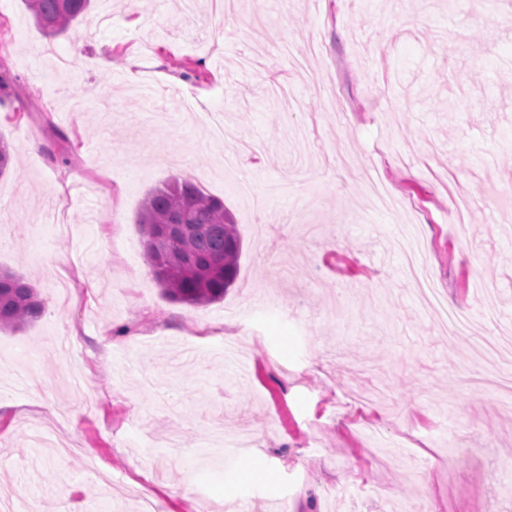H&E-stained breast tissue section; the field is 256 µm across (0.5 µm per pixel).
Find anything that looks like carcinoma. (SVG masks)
I'll list each match as a JSON object with an SVG mask.
<instances>
[{
  "mask_svg": "<svg viewBox=\"0 0 512 512\" xmlns=\"http://www.w3.org/2000/svg\"><path fill=\"white\" fill-rule=\"evenodd\" d=\"M92 0H26L36 23L50 36L66 33L91 9ZM137 223L148 230L146 257L155 280L171 300L202 306L224 298L239 273L242 241L224 201L188 180L151 190ZM188 228L170 237L167 224ZM44 302L23 277L0 271V330L17 331L36 322Z\"/></svg>",
  "mask_w": 512,
  "mask_h": 512,
  "instance_id": "1",
  "label": "carcinoma"
}]
</instances>
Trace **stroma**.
I'll return each instance as SVG.
<instances>
[{"label":"stroma","instance_id":"obj_1","mask_svg":"<svg viewBox=\"0 0 512 512\" xmlns=\"http://www.w3.org/2000/svg\"><path fill=\"white\" fill-rule=\"evenodd\" d=\"M0 140V268L45 303L0 333V489L29 512H512V397L463 382L512 373L481 353L512 331L507 0H94L56 38L0 0ZM174 178L242 238L207 306L145 271Z\"/></svg>","mask_w":512,"mask_h":512}]
</instances>
